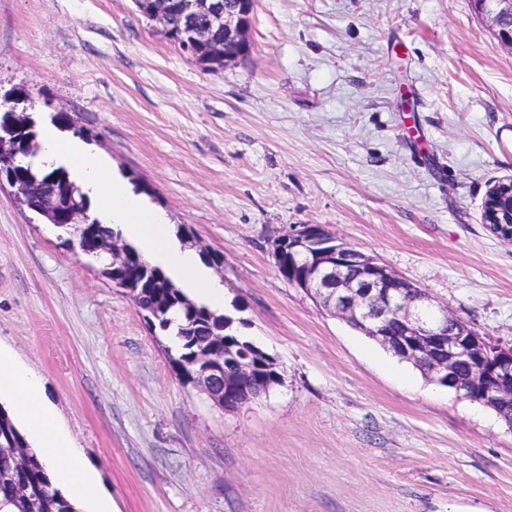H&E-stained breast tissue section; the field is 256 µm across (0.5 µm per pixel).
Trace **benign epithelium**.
Listing matches in <instances>:
<instances>
[{
	"instance_id": "benign-epithelium-1",
	"label": "benign epithelium",
	"mask_w": 512,
	"mask_h": 512,
	"mask_svg": "<svg viewBox=\"0 0 512 512\" xmlns=\"http://www.w3.org/2000/svg\"><path fill=\"white\" fill-rule=\"evenodd\" d=\"M151 20L167 28L171 11L191 15L208 14V24L184 37L183 42H207L211 55L224 64L249 56L248 31L255 0H149ZM476 11L491 20L503 43L512 48V0H473ZM224 32V41L214 40V32ZM26 155L18 150L11 128L0 130V165L14 169L25 166ZM53 225L73 230L80 237L89 223L87 210L67 207L50 217ZM482 222L497 238L512 242V178L487 191L482 206ZM86 253L106 257L114 273L132 257L130 245L121 237L98 243ZM276 267L288 274V282L325 304L327 309L356 325V329L379 342L400 358L426 370V375L457 390L468 400L495 406L512 401V348L490 343L475 330L448 312V306L434 303L414 283L394 273L318 224H300L275 237ZM358 269L356 279H347V270ZM215 339L199 343L200 353L187 380L204 391L226 411H237L261 396L254 381L272 387L281 375L256 373L251 358L236 360L229 373L224 360L211 354ZM468 370L466 384L458 381L459 369Z\"/></svg>"
}]
</instances>
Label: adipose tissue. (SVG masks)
I'll use <instances>...</instances> for the list:
<instances>
[{
    "mask_svg": "<svg viewBox=\"0 0 512 512\" xmlns=\"http://www.w3.org/2000/svg\"><path fill=\"white\" fill-rule=\"evenodd\" d=\"M35 163L45 171L68 164L89 199L96 201L102 223L125 226L148 261L165 268L189 289L207 296L213 304L223 303L224 292L220 285L206 278L193 255L175 245L165 216L149 209L123 183L114 179L106 163L84 142L63 138L53 127H45ZM2 394L8 397L45 463L52 488L68 495L84 512H112L111 501L103 496L93 474L82 465L73 438L59 428L55 412L45 399L41 378L0 348Z\"/></svg>",
    "mask_w": 512,
    "mask_h": 512,
    "instance_id": "adipose-tissue-1",
    "label": "adipose tissue"
}]
</instances>
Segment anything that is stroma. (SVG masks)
<instances>
[{
	"instance_id": "35a3bbf8",
	"label": "stroma",
	"mask_w": 512,
	"mask_h": 512,
	"mask_svg": "<svg viewBox=\"0 0 512 512\" xmlns=\"http://www.w3.org/2000/svg\"><path fill=\"white\" fill-rule=\"evenodd\" d=\"M207 73L133 0H0V109L84 141L206 273L282 381L237 412L183 384L103 262L0 188V347L40 375L114 512H512V426L277 271L319 224L512 347V49L472 0H256ZM482 222L494 236L512 242L511 177L492 185L487 191L482 206Z\"/></svg>"
}]
</instances>
